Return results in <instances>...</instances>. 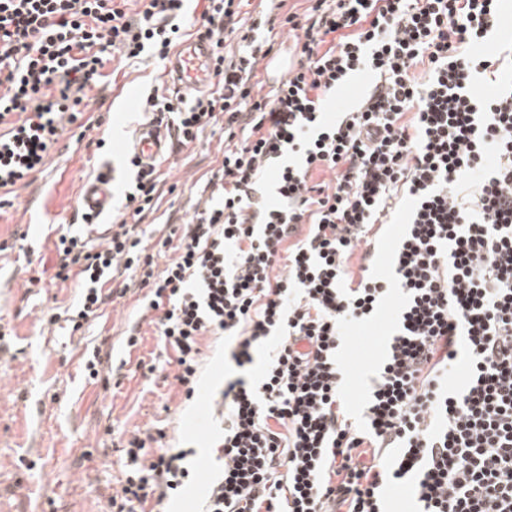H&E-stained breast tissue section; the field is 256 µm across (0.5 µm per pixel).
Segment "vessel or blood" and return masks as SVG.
I'll use <instances>...</instances> for the list:
<instances>
[{"label":"vessel or blood","instance_id":"b4317fda","mask_svg":"<svg viewBox=\"0 0 512 512\" xmlns=\"http://www.w3.org/2000/svg\"><path fill=\"white\" fill-rule=\"evenodd\" d=\"M165 75L182 92L207 88L213 75L212 44L209 39L193 37L178 44L171 52ZM114 152L133 151L143 164L150 165L170 150L169 138L162 127L148 123L133 142H113ZM83 210L101 214L112 208V177L102 175L87 183L81 198Z\"/></svg>","mask_w":512,"mask_h":512}]
</instances>
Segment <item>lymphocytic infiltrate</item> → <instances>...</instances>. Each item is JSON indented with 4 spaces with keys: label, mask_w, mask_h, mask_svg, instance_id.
<instances>
[{
    "label": "lymphocytic infiltrate",
    "mask_w": 512,
    "mask_h": 512,
    "mask_svg": "<svg viewBox=\"0 0 512 512\" xmlns=\"http://www.w3.org/2000/svg\"><path fill=\"white\" fill-rule=\"evenodd\" d=\"M0 0V189L44 166L88 106L112 56L166 58L184 0ZM243 0H207L212 96L148 94L150 120L194 145L224 117V161L156 268L140 229L119 224L96 249L60 235L55 277L77 276V321L124 298L116 272L145 289L175 380L193 398L201 342L226 339L233 368L215 404L227 420L201 512H390L408 484L416 512H512V82L479 85L504 59L502 0H309L303 12L242 21ZM293 45L272 85L276 28ZM371 87L327 115L357 74ZM117 209L157 202L159 169L130 157ZM412 206L387 276L370 272L397 194ZM393 303L387 355L353 416L341 351ZM272 354L248 374L257 347ZM131 434L110 512H168L194 474L185 450Z\"/></svg>",
    "instance_id": "f902f5d3"
}]
</instances>
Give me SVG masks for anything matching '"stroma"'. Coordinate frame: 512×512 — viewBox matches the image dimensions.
I'll use <instances>...</instances> for the list:
<instances>
[{"mask_svg": "<svg viewBox=\"0 0 512 512\" xmlns=\"http://www.w3.org/2000/svg\"><path fill=\"white\" fill-rule=\"evenodd\" d=\"M164 64L155 58L126 65L107 62L104 85L88 93L89 106L68 126L47 164L14 193L0 191V512H106L124 478L120 444L134 430L164 429L165 446L194 449L197 481L168 504L183 512L201 505L217 467L211 449L221 426L209 420L204 431L188 423L224 382L229 365L224 339L203 342V361L192 400H184L174 379L173 351L164 349L155 328L140 318L138 289L105 304L98 318L73 330L65 310L79 306L77 280L55 282L60 233L81 231L77 220L81 185L113 172L114 192L122 194L124 158L112 139L133 140L145 120L128 93L167 96ZM224 159V122L208 126L197 145L172 153L161 165L163 181L156 212H107L91 244L113 223H139L144 244L165 264L162 241L175 225L188 221L202 189ZM140 326L136 347L125 349L128 328ZM386 318L358 327L346 353L345 392L351 405L363 397L367 376L382 352ZM108 356L107 381L89 379L85 361L93 349Z\"/></svg>", "mask_w": 512, "mask_h": 512, "instance_id": "obj_1", "label": "stroma"}]
</instances>
